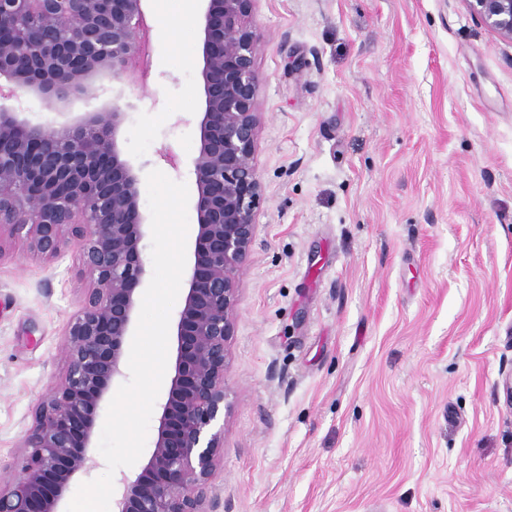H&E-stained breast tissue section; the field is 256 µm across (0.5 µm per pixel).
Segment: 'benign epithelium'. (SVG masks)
<instances>
[{"instance_id": "obj_1", "label": "benign epithelium", "mask_w": 512, "mask_h": 512, "mask_svg": "<svg viewBox=\"0 0 512 512\" xmlns=\"http://www.w3.org/2000/svg\"><path fill=\"white\" fill-rule=\"evenodd\" d=\"M143 0H0V230L25 232L52 261L80 245L83 308L70 323L63 374L37 405L19 447L24 461L0 482V512H62L73 481L96 467L98 412L125 377V344L147 278L140 169L123 154L125 112L109 100L63 123H33L25 101L58 114L74 92L97 99L140 49ZM198 70L204 96L194 159L196 231L176 314V358L152 450L122 478L113 512H213L210 480L224 450L228 344L239 272L257 234L261 181L256 0H203ZM512 40V0H465Z\"/></svg>"}]
</instances>
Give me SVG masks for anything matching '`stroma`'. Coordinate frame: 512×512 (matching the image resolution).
<instances>
[{
	"instance_id": "35a3bbf8",
	"label": "stroma",
	"mask_w": 512,
	"mask_h": 512,
	"mask_svg": "<svg viewBox=\"0 0 512 512\" xmlns=\"http://www.w3.org/2000/svg\"><path fill=\"white\" fill-rule=\"evenodd\" d=\"M122 148L192 183L196 0H144ZM262 184L217 512H512V41L464 0H257ZM78 244L0 259V478L62 375Z\"/></svg>"
}]
</instances>
